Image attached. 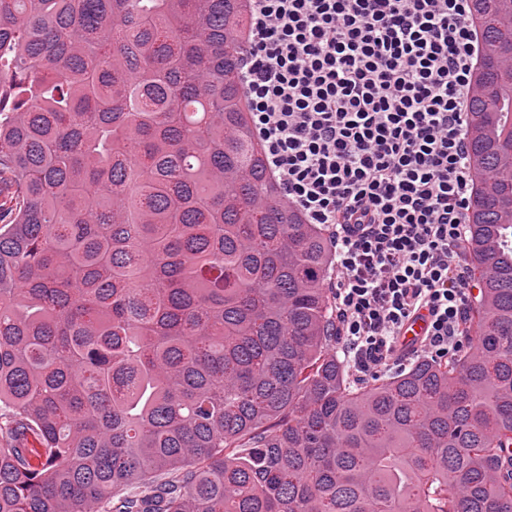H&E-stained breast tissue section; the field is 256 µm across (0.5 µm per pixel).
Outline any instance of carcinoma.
<instances>
[{
  "label": "carcinoma",
  "mask_w": 512,
  "mask_h": 512,
  "mask_svg": "<svg viewBox=\"0 0 512 512\" xmlns=\"http://www.w3.org/2000/svg\"><path fill=\"white\" fill-rule=\"evenodd\" d=\"M512 56V0H470ZM248 0H0V512H512V69L465 102L470 352L353 377Z\"/></svg>",
  "instance_id": "cac0c4a2"
}]
</instances>
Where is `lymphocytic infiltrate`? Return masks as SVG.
Returning a JSON list of instances; mask_svg holds the SVG:
<instances>
[{"label": "lymphocytic infiltrate", "mask_w": 512, "mask_h": 512, "mask_svg": "<svg viewBox=\"0 0 512 512\" xmlns=\"http://www.w3.org/2000/svg\"><path fill=\"white\" fill-rule=\"evenodd\" d=\"M250 17L252 128L284 198L331 233L354 371L454 355L471 296L469 0H252ZM414 317L429 326L407 347Z\"/></svg>", "instance_id": "f902f5d3"}]
</instances>
